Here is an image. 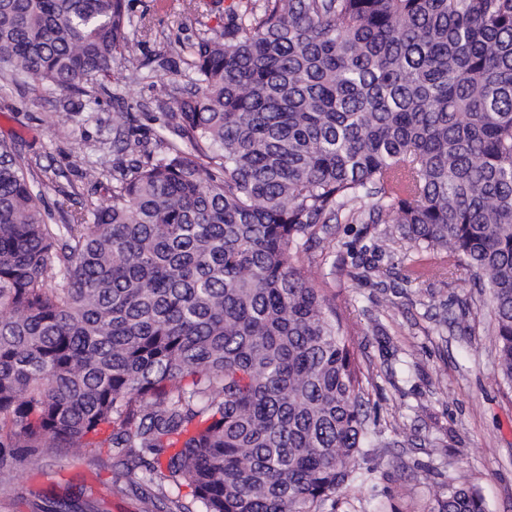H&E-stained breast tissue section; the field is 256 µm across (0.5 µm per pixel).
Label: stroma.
Here are the masks:
<instances>
[{
  "label": "stroma",
  "mask_w": 512,
  "mask_h": 512,
  "mask_svg": "<svg viewBox=\"0 0 512 512\" xmlns=\"http://www.w3.org/2000/svg\"><path fill=\"white\" fill-rule=\"evenodd\" d=\"M237 4L194 0L183 12L170 0H127L133 53L117 59L115 81L89 97L0 78V140L32 165L47 223L108 202L113 171L134 161L122 139L154 152L158 135L174 138L167 90L184 74L180 48L223 32ZM133 68L142 80L127 81ZM125 108L131 119L119 134L112 114ZM53 111L69 121V138L52 135ZM91 163L102 172L95 184L83 177ZM384 232L381 224L336 225V263L316 274L371 376L368 412L381 441L354 459L372 478L342 490L335 512H430L436 492L450 484L478 489L487 512H512V385L498 372L489 292L473 287L463 268L406 284L399 272L416 252L385 244ZM70 484L91 488L102 512L140 510L133 495L112 492L106 453L86 448L31 456L1 471L0 512H37L38 496Z\"/></svg>",
  "instance_id": "1"
}]
</instances>
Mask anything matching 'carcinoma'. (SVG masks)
I'll return each mask as SVG.
<instances>
[{
	"label": "carcinoma",
	"mask_w": 512,
	"mask_h": 512,
	"mask_svg": "<svg viewBox=\"0 0 512 512\" xmlns=\"http://www.w3.org/2000/svg\"><path fill=\"white\" fill-rule=\"evenodd\" d=\"M129 25L125 0H0V73L86 94ZM183 54L180 141L68 224L0 141V469L108 448L140 512H325L377 441L299 258L327 225L437 259L408 283L467 267L512 384V0H243ZM41 512L99 508L80 485ZM431 512L486 504L450 485Z\"/></svg>",
	"instance_id": "obj_1"
}]
</instances>
